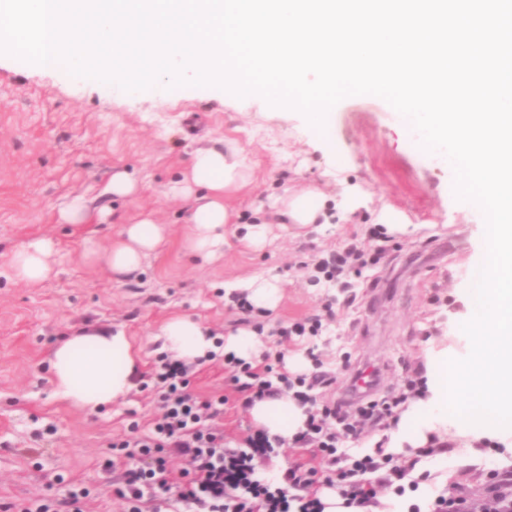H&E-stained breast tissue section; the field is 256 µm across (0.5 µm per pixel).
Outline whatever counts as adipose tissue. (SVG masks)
I'll use <instances>...</instances> for the list:
<instances>
[{
	"label": "adipose tissue",
	"instance_id": "obj_1",
	"mask_svg": "<svg viewBox=\"0 0 512 512\" xmlns=\"http://www.w3.org/2000/svg\"><path fill=\"white\" fill-rule=\"evenodd\" d=\"M249 180L248 167L238 150L230 145L221 150H198L189 170L170 182L168 190L172 196L193 202L190 243L202 261L223 255L226 225H235L242 244L261 249L267 244L269 218L299 227L345 224L354 221L357 212L369 202L366 193L355 186L343 187L333 198L313 187L285 192L273 200L270 211H255L244 221L228 208L225 199L245 187ZM162 238V224L145 216L126 227L124 240L109 247L105 260L113 274L128 276L139 270L143 257ZM51 254L49 240H31L14 253L11 271L19 280L40 283L53 273ZM160 338L165 350L188 362L205 358L216 349L214 338L199 322L189 318L167 322ZM48 370L58 398L95 412L124 399L132 390L136 357L123 332L101 330L60 341L48 357ZM250 414L257 426L286 442L303 429L307 419L305 408L286 393L254 402Z\"/></svg>",
	"mask_w": 512,
	"mask_h": 512
}]
</instances>
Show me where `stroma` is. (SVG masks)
I'll return each instance as SVG.
<instances>
[{"label": "stroma", "mask_w": 512, "mask_h": 512, "mask_svg": "<svg viewBox=\"0 0 512 512\" xmlns=\"http://www.w3.org/2000/svg\"><path fill=\"white\" fill-rule=\"evenodd\" d=\"M335 113L332 134L345 178L366 191L371 210L396 211L411 225L395 235L400 250L391 264L352 275L351 307L342 289L312 285L301 263L364 235V225L315 224L299 231L274 224L263 250L246 249L231 235L223 257L203 264L188 247L190 200L166 194L197 149L227 142L238 145L253 171L251 183L226 199L240 214L291 187L335 193L336 177L303 114L258 95L221 96L191 85L160 83L126 97L64 69L49 72L0 57V503L50 504L77 485L89 491L85 512H127L113 486L139 460L113 457L112 445L129 438L131 421L145 435L160 415L154 392L144 385L161 351L157 336L176 317L197 320L216 335L241 329L242 316L226 289L241 279H280L278 306L259 317L264 350L290 356L315 349L324 370L336 374L335 383L317 389L318 403H334L356 370L376 368L375 391L384 395L423 367L429 335L465 312L459 291L474 275L482 216L461 205L453 169L422 151L384 99L349 96ZM118 171L136 180V195L105 194ZM76 197L93 207L109 205L111 223L61 221V206ZM146 213L160 218L165 236L136 275L116 278L105 252L120 240L126 222ZM35 238L52 242L53 274L29 284L12 276L9 260ZM329 301L336 317L322 335H276V328L323 314ZM101 329L130 337L139 355L137 384L112 408L90 413L55 396L47 359L64 338ZM231 376L219 354L195 367L191 387L204 398L224 396V440L243 449L259 428ZM427 452L416 458L407 445L394 458L415 461L416 472L428 473L429 500L455 483L482 494L495 474L512 472V452L498 446L454 464L465 450L453 434ZM109 457L116 468L108 472L102 463ZM319 464L314 449L278 441L255 460L260 478L273 483L287 468Z\"/></svg>", "instance_id": "obj_1"}]
</instances>
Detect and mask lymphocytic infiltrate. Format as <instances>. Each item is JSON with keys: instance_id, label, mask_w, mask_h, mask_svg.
Instances as JSON below:
<instances>
[{"instance_id": "1", "label": "lymphocytic infiltrate", "mask_w": 512, "mask_h": 512, "mask_svg": "<svg viewBox=\"0 0 512 512\" xmlns=\"http://www.w3.org/2000/svg\"><path fill=\"white\" fill-rule=\"evenodd\" d=\"M368 238L365 244L355 239L347 241L316 260V280L345 288L351 273L384 262L392 250V235L376 224L369 228ZM229 363L245 406L283 391L292 392L295 399L308 406L305 427L294 442L302 448L316 449L320 468L288 469L276 485L260 479L253 461L255 455L267 452L269 440L257 438L248 453L228 446L223 432L215 427L216 419L224 413L223 399L200 400L189 388L190 365L162 354L150 372L162 414L148 435L132 436L119 444L128 454L148 461L147 467L126 472L116 490L129 503L128 512H142L144 497L160 492L168 494L170 506H184L187 512H323L318 497L323 485L337 487L349 504L359 507L373 505L381 486L394 488L399 495L404 493L406 467L393 464L391 456L380 451L348 455L340 443L345 438H357L365 426L387 424L409 396L425 391V378H407L402 391L381 398L361 395L314 410L310 393L315 387L333 384L328 374L277 375L268 364L259 366L234 357ZM170 455L189 463L175 480L167 469L166 458Z\"/></svg>"}]
</instances>
